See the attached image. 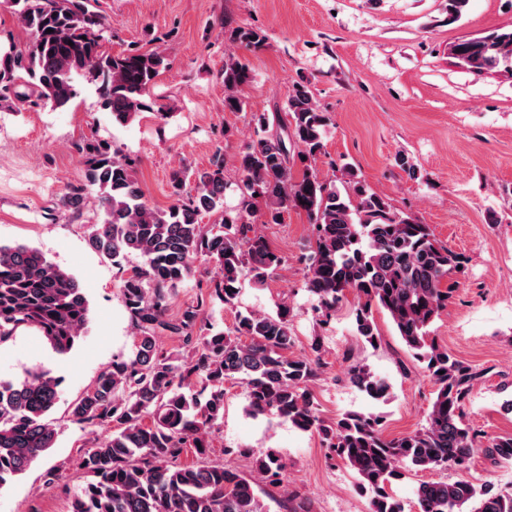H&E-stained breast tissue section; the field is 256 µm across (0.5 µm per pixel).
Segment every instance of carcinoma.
Instances as JSON below:
<instances>
[{"label": "carcinoma", "mask_w": 512, "mask_h": 512, "mask_svg": "<svg viewBox=\"0 0 512 512\" xmlns=\"http://www.w3.org/2000/svg\"><path fill=\"white\" fill-rule=\"evenodd\" d=\"M29 38L0 47V103L9 107L61 109L77 94L74 75L94 84L112 122L127 125L146 109L145 97L167 67L154 50L128 47L112 53L104 46L91 0H11ZM228 40L260 49L266 34L258 27L224 26ZM452 55L475 74L512 73V31L456 43ZM224 109L244 110L243 88L252 81L249 64L224 60ZM285 121L279 113L251 114L254 137L236 157L240 200L224 209V155L209 167L181 165L170 176L172 203L150 206L135 177L134 162L119 157L105 140L74 143L86 158L85 181L66 189L63 203L80 216L88 190L100 193V210L87 225L92 246L112 265L131 257L141 264L123 278L122 302L136 330L128 355L70 404L77 424L102 427L106 436L80 451L78 467L92 477L74 497L71 512H270L243 472L204 460L203 427L224 420V384L245 386L254 418L276 417L317 435L329 455L356 474V490L369 497V512H406L394 487L412 471L452 469L454 479L422 481L415 489L416 512H512V488L476 484L463 473L482 447L480 433L466 419L482 373L459 360L431 336V326L458 288L468 258L440 244L429 227L391 212L386 199L360 181L341 192L321 177L316 162L324 154L328 113L314 102L307 85L288 90ZM306 214L311 227L305 263V290L315 298L316 321L330 325L336 306L353 292L355 335L380 340L374 312H385L413 358L433 384L426 425L398 438L383 434V417L346 411L321 417L309 382L319 358L297 357L290 316L282 303L275 314L239 312L231 327L217 330L206 321L200 299L180 317L169 315L172 289L204 256L218 280L210 296L236 305L248 277L262 286L284 263L252 224H277L290 210ZM205 214L220 216L217 230L205 229ZM89 302L76 278L26 245L0 244V341L20 326L35 329L57 354H67L89 331ZM178 337L191 350L185 358L159 347L157 334ZM347 376L375 402L389 385L353 362ZM61 380L48 371L0 380V489L46 455L56 430L46 422L59 400ZM199 461L181 462L187 449ZM485 453L512 464V434L493 438ZM224 455L253 458V468L271 487L284 484L278 451L255 456L249 448H224ZM282 512H313L310 500L288 494Z\"/></svg>", "instance_id": "carcinoma-1"}]
</instances>
